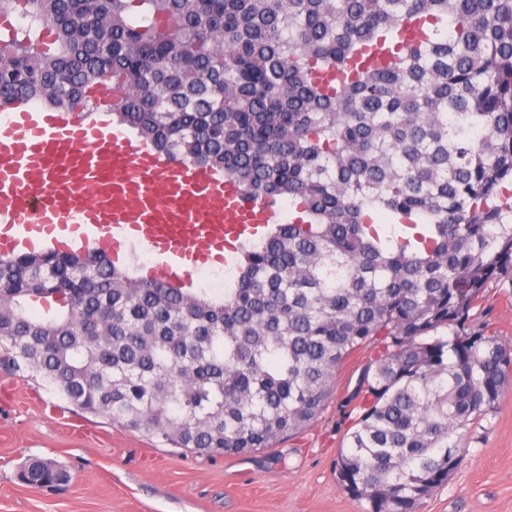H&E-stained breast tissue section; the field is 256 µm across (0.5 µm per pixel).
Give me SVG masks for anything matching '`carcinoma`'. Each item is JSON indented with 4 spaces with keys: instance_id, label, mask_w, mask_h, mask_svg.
Segmentation results:
<instances>
[{
    "instance_id": "cac0c4a2",
    "label": "carcinoma",
    "mask_w": 512,
    "mask_h": 512,
    "mask_svg": "<svg viewBox=\"0 0 512 512\" xmlns=\"http://www.w3.org/2000/svg\"><path fill=\"white\" fill-rule=\"evenodd\" d=\"M12 13L0 109L89 117L108 84L143 142L297 220L241 244L220 297L98 251L0 255V366L209 458L305 431L368 348L338 482L367 512H421L512 387V346L469 327L512 279V0H0Z\"/></svg>"
}]
</instances>
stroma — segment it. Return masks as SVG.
<instances>
[{
    "instance_id": "obj_1",
    "label": "stroma",
    "mask_w": 512,
    "mask_h": 512,
    "mask_svg": "<svg viewBox=\"0 0 512 512\" xmlns=\"http://www.w3.org/2000/svg\"><path fill=\"white\" fill-rule=\"evenodd\" d=\"M479 323L512 343V284L489 289ZM368 359L342 369L333 397L304 434L245 455L202 458L82 414L51 385L0 370V512H365L338 484L350 425L342 405ZM463 460L422 512H512V390L469 425ZM56 462L55 491L22 484L26 460Z\"/></svg>"
}]
</instances>
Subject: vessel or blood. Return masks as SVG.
<instances>
[{
	"mask_svg": "<svg viewBox=\"0 0 512 512\" xmlns=\"http://www.w3.org/2000/svg\"><path fill=\"white\" fill-rule=\"evenodd\" d=\"M269 207L233 181L168 158L121 129L71 111L14 104L0 113V252L44 243L98 248L121 262L133 240L168 278L182 261L206 262L227 240L253 235Z\"/></svg>",
	"mask_w": 512,
	"mask_h": 512,
	"instance_id": "b4317fda",
	"label": "vessel or blood"
}]
</instances>
